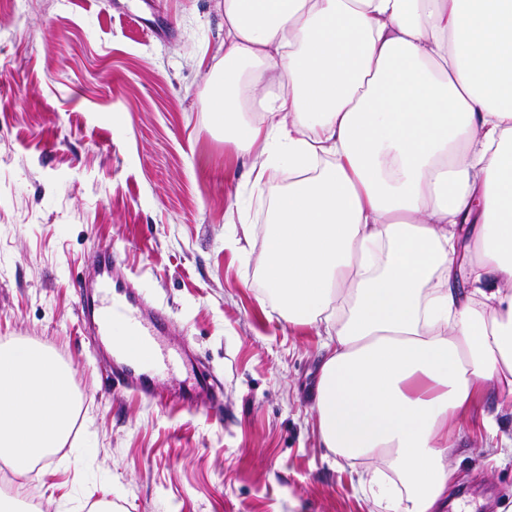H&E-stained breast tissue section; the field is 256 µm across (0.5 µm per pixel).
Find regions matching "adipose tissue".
Wrapping results in <instances>:
<instances>
[{"mask_svg":"<svg viewBox=\"0 0 512 512\" xmlns=\"http://www.w3.org/2000/svg\"><path fill=\"white\" fill-rule=\"evenodd\" d=\"M203 103L270 201L280 316L326 330L323 448L381 463L385 512H438L476 392L512 405V0H224ZM77 407L70 368L0 347L16 472L64 447Z\"/></svg>","mask_w":512,"mask_h":512,"instance_id":"ef3b65f1","label":"adipose tissue"}]
</instances>
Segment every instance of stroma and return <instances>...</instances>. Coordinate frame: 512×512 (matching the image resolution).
<instances>
[{"instance_id": "1", "label": "stroma", "mask_w": 512, "mask_h": 512, "mask_svg": "<svg viewBox=\"0 0 512 512\" xmlns=\"http://www.w3.org/2000/svg\"><path fill=\"white\" fill-rule=\"evenodd\" d=\"M224 55V0H0V344H36L73 372L81 410L64 448L0 496L37 512H380L369 462L337 464L314 427L317 329L288 325L259 272L249 163L201 101ZM114 279L170 319L223 385L166 406L112 384L79 323L93 247ZM493 416L488 432L484 416ZM512 406L479 394L449 453L444 512H512Z\"/></svg>"}]
</instances>
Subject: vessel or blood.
I'll list each match as a JSON object with an SVG mask.
<instances>
[{"instance_id":"1","label":"vessel or blood","mask_w":512,"mask_h":512,"mask_svg":"<svg viewBox=\"0 0 512 512\" xmlns=\"http://www.w3.org/2000/svg\"><path fill=\"white\" fill-rule=\"evenodd\" d=\"M112 259L111 250L95 251L90 271L77 282L78 287L85 291L82 299L84 326L98 347L113 331L119 330L129 336L136 349H154L160 337L168 334L170 321L162 310L138 306L129 292L113 289ZM174 361L191 367L196 394L211 400L216 398L219 387L208 372L198 367L188 342H181L172 354L159 356L162 365L167 366ZM112 380L124 389L148 398L163 394L151 377L134 375L124 363L113 365Z\"/></svg>"}]
</instances>
